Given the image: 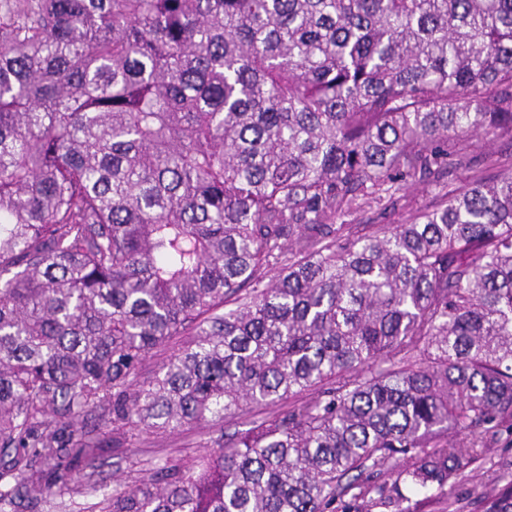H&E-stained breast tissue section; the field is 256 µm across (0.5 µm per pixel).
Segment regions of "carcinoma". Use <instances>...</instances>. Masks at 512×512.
<instances>
[{
    "label": "carcinoma",
    "instance_id": "carcinoma-1",
    "mask_svg": "<svg viewBox=\"0 0 512 512\" xmlns=\"http://www.w3.org/2000/svg\"><path fill=\"white\" fill-rule=\"evenodd\" d=\"M501 139L512 0H0V512L450 497L512 435ZM273 406L105 490L103 431Z\"/></svg>",
    "mask_w": 512,
    "mask_h": 512
}]
</instances>
